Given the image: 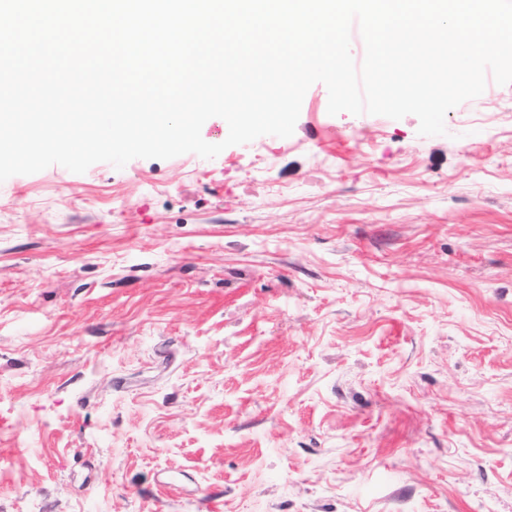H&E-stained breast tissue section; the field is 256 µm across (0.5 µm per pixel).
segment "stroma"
Listing matches in <instances>:
<instances>
[{"mask_svg":"<svg viewBox=\"0 0 512 512\" xmlns=\"http://www.w3.org/2000/svg\"><path fill=\"white\" fill-rule=\"evenodd\" d=\"M327 105L0 183V512H512V84Z\"/></svg>","mask_w":512,"mask_h":512,"instance_id":"35a3bbf8","label":"stroma"}]
</instances>
